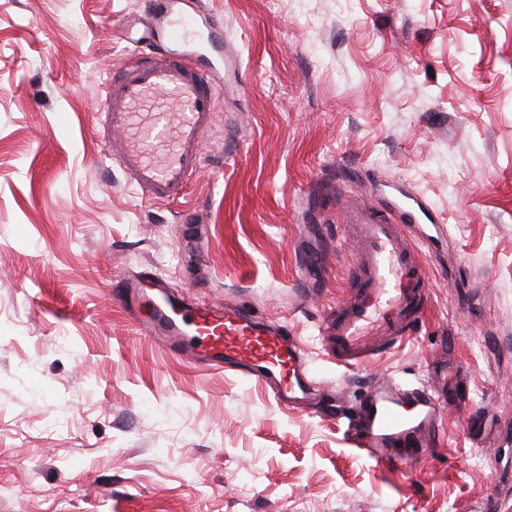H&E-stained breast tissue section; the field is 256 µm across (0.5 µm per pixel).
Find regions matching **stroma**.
Instances as JSON below:
<instances>
[{
	"label": "stroma",
	"instance_id": "35a3bbf8",
	"mask_svg": "<svg viewBox=\"0 0 512 512\" xmlns=\"http://www.w3.org/2000/svg\"><path fill=\"white\" fill-rule=\"evenodd\" d=\"M146 2L0 0V512H512V0H200L239 86L159 203L96 129ZM401 193L432 217L424 315L336 366L345 216ZM145 272L134 318L115 294ZM169 297L286 325L321 408L171 355L146 330ZM443 371L461 403L418 460L354 449L337 393Z\"/></svg>",
	"mask_w": 512,
	"mask_h": 512
}]
</instances>
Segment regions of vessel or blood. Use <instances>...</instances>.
Here are the masks:
<instances>
[{"label":"vessel or blood","mask_w":512,"mask_h":512,"mask_svg":"<svg viewBox=\"0 0 512 512\" xmlns=\"http://www.w3.org/2000/svg\"><path fill=\"white\" fill-rule=\"evenodd\" d=\"M182 12L177 0H153L146 12L150 36L139 39L131 59L110 72L101 100V148L147 202L180 198L195 180L205 134L221 109L220 75L237 66L224 51L222 21L193 16L192 25L206 32L204 41L193 43L179 23ZM173 45L180 47L179 57H171ZM419 220V213L400 205L387 216L366 207L349 211L355 275L324 318L327 353L336 365L358 366L395 349L420 318L430 289L408 235ZM152 324L162 329L170 351L187 347L209 363L274 382L280 404L300 402L311 392L300 343L285 326L244 307L228 305L220 313L159 310ZM455 406L453 393L379 379L362 396L347 431L366 459L403 467L430 446Z\"/></svg>","instance_id":"b4317fda"}]
</instances>
